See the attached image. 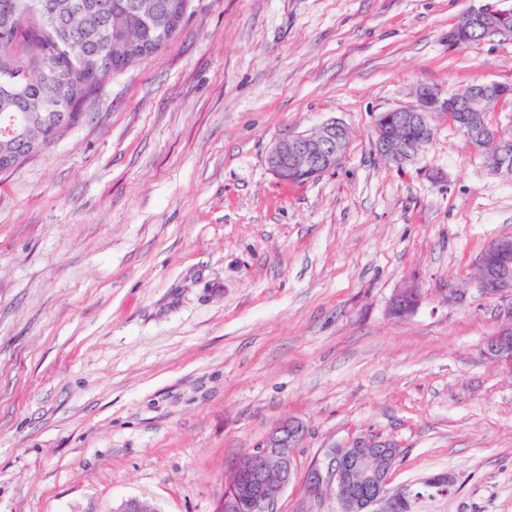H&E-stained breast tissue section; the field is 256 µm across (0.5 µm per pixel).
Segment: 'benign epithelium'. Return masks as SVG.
I'll use <instances>...</instances> for the list:
<instances>
[{
    "label": "benign epithelium",
    "instance_id": "obj_1",
    "mask_svg": "<svg viewBox=\"0 0 512 512\" xmlns=\"http://www.w3.org/2000/svg\"><path fill=\"white\" fill-rule=\"evenodd\" d=\"M469 25L448 32V45L456 47L468 36L469 30L479 29L484 37L500 34L512 25V6L485 4L468 14ZM512 89L499 83H485L471 88L464 100L470 113L469 130L464 135L473 147L487 139L498 140L502 130L480 124L483 105L488 98L505 101ZM451 101L435 88L422 85L416 89L415 103L389 110L376 122V148L384 158L407 159L419 153L433 138L430 118L433 112L448 108ZM402 125H415L418 138L404 144L396 133ZM345 127L330 120L311 133L291 135L275 142L269 149L266 162L269 171L280 181L288 175L304 171L317 174L332 170L340 163L346 149ZM20 139L14 134L0 149V171L11 170L20 160L16 148ZM476 265L482 273L476 278L479 292L499 300L502 313L512 320V238L492 242L478 258ZM420 294L413 288L400 290L393 298L391 312L398 318L412 314L420 304ZM484 357L496 365L512 368V326L487 339ZM306 436L300 422L285 420L271 430L251 451L242 455L232 468L233 478L226 481L224 493L217 501L220 512H240L248 502L259 512H279L278 497L288 487L293 475L292 453ZM398 450L392 443L372 436H360L344 448H333L320 465L307 470L304 485L308 495L320 499L332 490L340 512H396L410 498L412 490L406 485H390V472ZM427 486L450 493L455 484L453 475L435 473L422 478Z\"/></svg>",
    "mask_w": 512,
    "mask_h": 512
}]
</instances>
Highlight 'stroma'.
Instances as JSON below:
<instances>
[{
  "mask_svg": "<svg viewBox=\"0 0 512 512\" xmlns=\"http://www.w3.org/2000/svg\"><path fill=\"white\" fill-rule=\"evenodd\" d=\"M486 2L193 0L0 172V512H214L287 419L306 437L280 512H338L304 475L364 434L397 446L392 485L455 477L432 512H512V374L483 355L512 320L474 281L512 237V172L442 113L403 164L374 137L418 85L512 84V37L448 45ZM329 120L339 165L280 183L270 145ZM420 300V294L414 288L401 289L392 300L391 312L395 317H406L418 308Z\"/></svg>",
  "mask_w": 512,
  "mask_h": 512,
  "instance_id": "35a3bbf8",
  "label": "stroma"
}]
</instances>
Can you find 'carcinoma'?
Returning a JSON list of instances; mask_svg holds the SVG:
<instances>
[{
	"label": "carcinoma",
	"instance_id": "carcinoma-1",
	"mask_svg": "<svg viewBox=\"0 0 512 512\" xmlns=\"http://www.w3.org/2000/svg\"><path fill=\"white\" fill-rule=\"evenodd\" d=\"M56 28L49 30L38 18L17 14L20 0H0V67L12 66L23 77L19 98L0 99V134L28 116L27 141L45 145L60 113L78 116L82 104L109 80L106 61L123 51L126 42L146 43L173 18L191 8V0H44ZM25 44L32 53L15 54ZM53 61L54 83L49 85L38 69L43 59ZM416 500L400 512H422V506L440 498L437 490L415 487Z\"/></svg>",
	"mask_w": 512,
	"mask_h": 512
}]
</instances>
